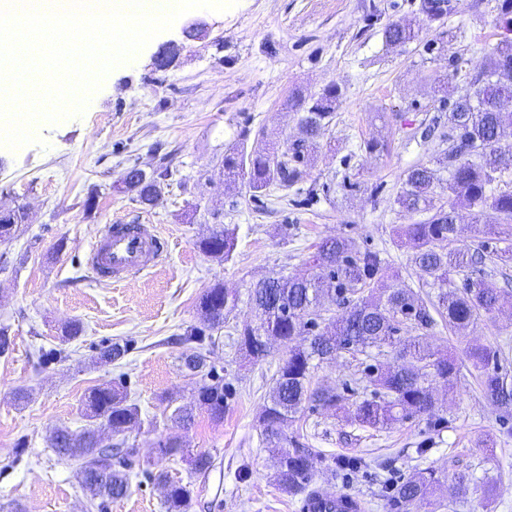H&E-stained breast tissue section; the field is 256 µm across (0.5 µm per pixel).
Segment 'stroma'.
<instances>
[{
	"label": "stroma",
	"instance_id": "1",
	"mask_svg": "<svg viewBox=\"0 0 512 512\" xmlns=\"http://www.w3.org/2000/svg\"><path fill=\"white\" fill-rule=\"evenodd\" d=\"M420 0H237L224 12L192 10L209 25L198 38L183 36L185 21L157 34L129 63L104 78L84 114L42 124L38 142L0 147V210L23 209L26 222L14 239L0 243V324L8 325L12 351L0 356V512H98L77 478L75 463L47 443L56 429L87 426L86 390L106 381L123 383L140 409L142 424L125 432L138 448L145 472L132 475L128 495L107 512H165L164 490L153 480L162 470L191 486L190 512H302L301 496L281 493L272 481L276 459L261 438L260 414L283 357L272 346L266 360L248 362L231 327L213 332L202 352L230 388L224 418L202 409L183 428L172 412L193 403L196 376L184 366L189 346L178 338L198 325L197 308L207 288L223 283L239 303L232 323H258L249 302L264 277L292 275L306 267L324 238L352 239L358 249L387 252L399 283L426 294V277L411 261L410 245L395 228L425 221L396 204L403 172L434 165L447 151L443 135L452 101L440 78L466 87L500 39L499 0H454L445 23L426 21ZM418 26V42L386 48L380 31L389 22ZM182 45L165 69L151 58L167 41ZM449 41L447 56L424 43ZM339 85L344 95L320 138L305 180L249 199L243 182L225 183L224 153L243 122L264 144L284 146L298 134V116L284 103L296 91ZM377 143L376 151L365 148ZM168 165L161 198L152 208L132 201L118 181L127 168ZM457 240L484 261L464 269L486 279L509 308L481 316L454 331L437 321L427 332L433 348L451 350L461 367L453 386L437 381L433 393L441 418L432 425L409 419L375 430L347 422L344 411L305 409L287 429L288 445L310 448L321 460L313 477L322 492L360 498L366 512H388V489L430 468L442 477L448 507L441 512H512V415L483 395L469 353L499 351V366L512 381V266L486 260L484 225L501 223L493 210L458 208ZM151 224L168 240L160 265L139 277L109 284L92 279L85 256L101 224ZM235 227L232 259L202 253L197 240L216 225ZM81 321L82 336L62 341L61 327ZM127 348L118 361L102 363L100 348ZM358 360L344 355L321 363L316 384L337 387L348 401ZM27 389V402L14 391ZM179 437L192 451L214 457L205 473L182 460L159 457V440ZM425 456H418V449ZM345 457L362 466L337 469ZM467 473L480 493L453 497L456 473Z\"/></svg>",
	"mask_w": 512,
	"mask_h": 512
}]
</instances>
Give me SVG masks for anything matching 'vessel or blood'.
Here are the masks:
<instances>
[{"label": "vessel or blood", "mask_w": 512, "mask_h": 512, "mask_svg": "<svg viewBox=\"0 0 512 512\" xmlns=\"http://www.w3.org/2000/svg\"><path fill=\"white\" fill-rule=\"evenodd\" d=\"M167 250V240L149 225L108 224L89 248L88 268L94 277L121 280L158 264ZM331 506L340 512H360L362 503L352 495L319 493L303 504L305 512H326Z\"/></svg>", "instance_id": "1"}]
</instances>
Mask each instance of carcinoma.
<instances>
[{
  "instance_id": "obj_1",
  "label": "carcinoma",
  "mask_w": 512,
  "mask_h": 512,
  "mask_svg": "<svg viewBox=\"0 0 512 512\" xmlns=\"http://www.w3.org/2000/svg\"><path fill=\"white\" fill-rule=\"evenodd\" d=\"M420 12L427 20L443 21L454 12L453 0H420ZM499 25L504 36L488 55L481 73L469 82L453 102L448 116V155L451 169L448 179L436 170L416 165L403 174V187L396 198L400 209L408 213L429 212L422 224H404L397 228L398 239L412 244V263L437 290L433 297L423 298L412 289L393 283L398 274L385 252L361 251L344 238H329L315 245L306 263L307 269L297 276L274 274L258 282L250 291V301L261 314L257 325L248 322L238 329V343L255 362L269 354L267 337L278 340L285 358L276 371L269 401L261 415V436L280 463L274 472L277 488L287 495L306 491L317 464L308 448L288 447L285 429L306 406L335 410L341 396L336 388L311 385L312 370L323 361L336 359L344 352L371 356V349L389 348L395 364L387 367L369 364L364 375L374 387V397L353 403L351 423L363 428H386L412 417L432 420L437 408L429 385L440 379L454 380L460 372L454 356L438 353L426 341L425 332L434 324L430 310H435L453 329L473 323L483 314L500 308L501 291L485 280H469L458 287L455 278L468 262V251L456 245L458 213L455 204L466 201L479 209L490 208L505 220H512V190L499 186L501 174L512 168V150L499 145L500 132L512 127V111L504 102L512 98V0H501ZM387 47H403L419 40V32L408 25L391 22L382 30ZM343 96L341 87L329 84L321 91L288 96V109L299 114L300 137L283 148L254 147L245 141L249 127L239 132L240 145L224 154V180L243 179L253 194H263L271 186L288 187L307 176L308 154L336 117V107ZM448 189V205H436L434 189L441 183ZM125 192L144 207L155 206L161 195L160 182L149 178L144 182L121 179ZM23 212L0 216V241H9ZM208 256L229 260L236 248L235 229L218 227L196 242ZM331 298L343 308L337 317L321 318L318 308L322 300ZM238 297L217 283L200 298V325L192 326L179 342L203 346L209 333L224 327L236 309ZM414 330L415 336H400ZM471 365L477 372L485 396L496 405H512V382L497 367L498 351L477 347L470 353ZM201 379L196 387L194 404L180 406L174 417L185 428L194 422V407L208 412L211 419H224L227 387L224 378L207 367L203 356H197ZM82 407L89 421L86 428L74 432L56 430L49 439L58 456L75 461L81 484L91 499L105 502L127 495L130 475L136 466V450L121 441L112 445L118 463L106 468L105 458L96 437V426L106 420L112 435L118 436L140 421L139 407L119 387L102 383L84 396ZM159 452L168 459L189 458L192 469L199 473L212 466L206 452L189 453L183 441L164 439ZM165 488L166 512H189L193 491L190 486L159 473L156 477ZM441 477L432 469H423L392 488L388 496L389 512H407L418 501L431 500ZM454 495L465 499L477 491L469 475L454 476Z\"/></svg>"
}]
</instances>
